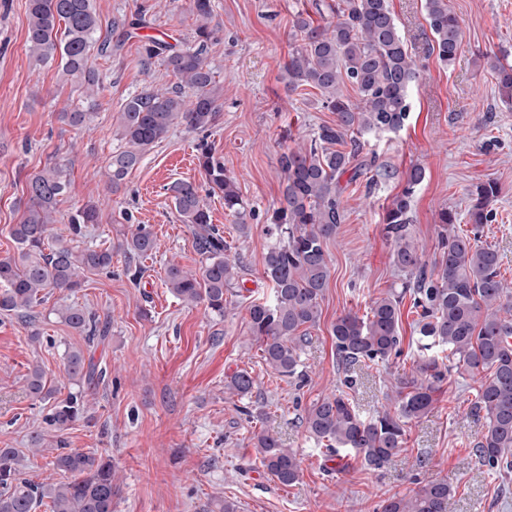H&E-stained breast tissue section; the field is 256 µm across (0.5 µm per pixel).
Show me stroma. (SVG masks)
I'll return each mask as SVG.
<instances>
[{"label":"stroma","mask_w":512,"mask_h":512,"mask_svg":"<svg viewBox=\"0 0 512 512\" xmlns=\"http://www.w3.org/2000/svg\"><path fill=\"white\" fill-rule=\"evenodd\" d=\"M27 4L0 0V257L17 252L9 230L23 217L29 178L54 162L65 164L70 182L55 234L71 247H109L113 254L107 270L87 273L76 291L52 290L46 302L50 308L87 309L106 333L90 339L47 316L38 322L35 341L16 317L0 316V448L23 451L24 477L40 483L61 478L52 453L29 445L31 435L45 432L50 407L26 391V376L37 364L57 398L83 391L86 411L66 431L67 447L111 457L118 488L114 512H214L223 500L234 502L238 512H376L381 500L440 478L454 489L448 512H512V474L494 475L472 453L486 425L484 417L468 413L477 379L449 375L439 386L435 410L407 425L402 451L378 470L348 457L333 472L327 448L300 422L305 408L344 380L331 334L336 318L365 315L372 300L400 285L403 274L392 263L382 224L398 180L370 188L360 181L342 195L344 218L327 245L331 274L304 357L306 380L274 373L250 334L247 307L270 292L263 276L270 241L263 228L281 196L280 137L287 132L293 143L306 142L333 119L318 91L291 93L282 79L296 44L292 22L301 9L314 12L321 25L330 14H316L314 0H214L207 57L223 97L219 119L204 138L252 210L243 237L198 167L196 145L203 137L183 126L173 127L145 155L118 192L107 188L108 165L120 145L122 104L143 89L178 83L162 59L143 63L141 36L164 33L190 44L198 25L190 0H95L99 32L114 48L90 59L102 84L97 107L81 129L58 118L80 102V90L57 65L37 64L28 53ZM389 4L418 76L404 128L366 135L365 150L401 173L415 165L425 169L414 197L412 234L430 263L439 256L440 211L454 210L458 225L468 228V190L495 181L496 217L484 226L481 240L498 250L501 275L512 284V105L501 102L486 60L494 53L512 57V0H448L462 29V50L450 67L429 51L425 0ZM142 8L149 23L144 32L129 26ZM175 180L197 186L212 223L242 261L249 294L220 321L203 305L182 303L164 284L170 264L194 273L205 264L166 193ZM90 203L99 219L73 237L68 217ZM126 211L159 241L158 252L142 260L137 281L124 255L113 249L127 229ZM416 318L410 300H403L401 355L389 366L360 373L350 395L363 415L389 409L395 377L411 374ZM73 350L106 367V378L84 387L69 380L65 363ZM241 369L256 382L243 398L225 389ZM263 429L300 459L301 479L294 486L280 485L257 459L251 438Z\"/></svg>","instance_id":"1"}]
</instances>
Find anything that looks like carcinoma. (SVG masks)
<instances>
[{"label":"carcinoma","mask_w":512,"mask_h":512,"mask_svg":"<svg viewBox=\"0 0 512 512\" xmlns=\"http://www.w3.org/2000/svg\"><path fill=\"white\" fill-rule=\"evenodd\" d=\"M201 21L194 43L175 49L149 38L141 44L142 61L161 57L178 79L173 88L144 89L127 99L119 115L120 149L112 153L108 180L118 191L125 177L139 167L145 154L176 125L206 132L220 112L221 90L206 57L213 31L208 23L213 0H191ZM333 20L316 25L299 12L293 20L297 45L288 54L282 79L288 91L304 86L321 94V107L336 119L318 127L307 144L283 145L277 163L282 174L278 206L267 215L265 232L275 239L264 258V277L271 296L248 306L249 329L260 346L267 367L283 377L302 379V356L310 343L309 331L319 324L321 302L330 278L327 243L336 236L343 219L341 178L353 183L370 174L367 185L400 177L401 190L386 207L384 235L391 241L392 262L404 273L400 289L376 298L366 315L348 312L336 319V362L347 373L343 385L353 384V374L369 362L387 363L401 354L400 305L410 297L418 316L416 331L426 341L414 360L410 377H397L393 390L394 412L363 417L343 390L326 395L305 409L301 422L311 437L328 442L336 459L353 454L364 466L381 469L405 443L408 422L435 409L434 394L448 374L480 376L470 401V412L484 414L486 428L474 444V455L494 473L512 472V286L500 275L497 250L480 241L483 226L495 218L492 202L499 193L494 181L470 191L467 216L471 229H456V216L444 209L439 214L440 260L428 266L411 232V213L416 187L425 169L413 166L397 175L376 156H363L367 133L397 132L409 113L408 91L417 78V62L401 36L388 0H336L327 5ZM432 32L430 52L445 65L457 59L461 27L448 0H425ZM30 55L40 64L57 63L62 75L82 89L80 104L59 113L71 127H83L101 76L90 64L93 53H112L109 40L100 39L93 0H28L26 40ZM502 102L512 105V64L487 58ZM350 85L357 101L345 95ZM198 166L213 192L224 197V209L249 232L247 203L235 176L224 169L211 145L197 144ZM68 188L62 165L53 164L31 177L28 201L20 223L10 236L18 253L0 258V314L15 315L28 325L36 322L34 308L45 301L46 289L73 291L82 286L84 273L110 267L112 252L86 248L75 250L50 242L53 214ZM183 223L192 225L194 246L205 257L200 275L171 264L165 286L180 301L202 304L215 318L224 313L245 287L238 257H229L231 244L211 223L197 187L175 181L167 187ZM93 205L77 209L69 217V229L81 234L82 225L97 223ZM128 231L116 249L128 262H138L158 249L146 224L124 216ZM62 322L79 332L94 335L95 317L78 306L53 309ZM69 379L89 384L103 376L93 359L80 350L67 354ZM255 379L246 369L235 372L226 384L230 393L245 397ZM30 395L53 398L44 372L33 367L26 378ZM84 413L83 392H71L56 401L45 417L57 433L56 447H65L64 432ZM261 466L284 487L298 483L301 465L296 452L280 438L262 430L252 437ZM22 456L16 448H0V512H37L45 504L49 512H112V462L82 451L61 452L53 464L65 480L36 483L22 477ZM453 487L446 479L418 483L408 492L395 494L378 505L377 512H447Z\"/></svg>","instance_id":"1"}]
</instances>
